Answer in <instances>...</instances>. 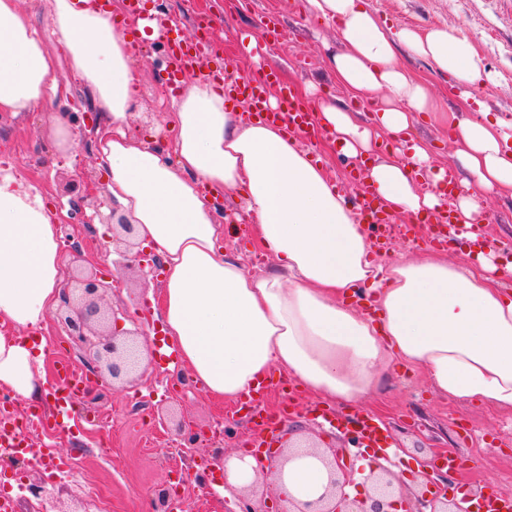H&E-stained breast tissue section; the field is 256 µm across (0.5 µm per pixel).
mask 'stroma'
<instances>
[{
    "label": "stroma",
    "mask_w": 512,
    "mask_h": 512,
    "mask_svg": "<svg viewBox=\"0 0 512 512\" xmlns=\"http://www.w3.org/2000/svg\"><path fill=\"white\" fill-rule=\"evenodd\" d=\"M391 32L409 28L426 32L436 27L455 29L460 38L484 57L489 78L475 91L477 99L492 114L512 119V0H367ZM176 22L165 29L166 38H196V20L211 16L219 23L211 38L215 49L210 62L222 65L230 75H243L262 63L276 68L292 89L314 86L319 104L341 105L360 121L371 112L361 109L358 97L337 86L330 57L345 44L338 25L314 19L305 0H153ZM273 18L282 32L279 40L266 41L260 58L245 50V36L260 37V22ZM136 65L140 74L136 116L132 122L135 141L148 142L155 125L165 123L159 101L166 92L159 80L166 46L132 33ZM398 59L410 73L426 79L442 110L457 106L453 78L426 59L398 47ZM60 92L47 111L0 116V169H9L25 184L42 194L57 216L68 225L84 263L106 278L124 277L127 287L116 288L109 303L121 313L124 329L139 327L150 349H158L163 324L154 315L149 292H161L159 275L142 280L129 274L115 247L107 243L106 227H87L81 215L72 214V195L92 189L104 197L105 186L93 147L74 145L67 155L51 146L53 117L70 112H90L87 93L72 79L66 65L57 68ZM411 137L423 140L436 166L458 168L455 146L439 112H420L412 124ZM484 224L499 244L497 262H512V198L490 207ZM226 253L239 256L245 270L259 275L275 265L272 256L252 244L247 225L224 238ZM38 333L46 340V371L61 360L78 371L88 372L83 349L60 330L56 312H49ZM284 372L268 374L269 389L263 407L283 409L279 430L286 438L308 439L351 448L354 441L326 428L314 411L322 401L305 391L287 396L281 388ZM97 395L82 399L63 418L61 428L49 430L32 422L33 412L52 415L48 401L31 405L14 395L9 411L29 418L30 443L22 454L0 460V482L10 492L15 512H159V499L170 495L182 512H239L240 491H217L224 481L225 456L249 451L257 429L249 416L235 412L230 401L210 396L189 381L184 367L169 370L151 358L135 379L95 380ZM365 406L391 428L398 455L389 463L397 485L406 497L422 492L418 469L435 462L442 451L453 449L466 461L464 471L449 474L453 490L490 487L512 494V411L473 403L455 402L439 396L421 369L396 366L386 372L380 389ZM223 430H216V421ZM68 456L74 478L52 475L46 469L48 455ZM42 487L37 496L33 487Z\"/></svg>",
    "instance_id": "1"
}]
</instances>
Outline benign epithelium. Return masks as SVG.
Instances as JSON below:
<instances>
[{
    "label": "benign epithelium",
    "instance_id": "7a95c632",
    "mask_svg": "<svg viewBox=\"0 0 512 512\" xmlns=\"http://www.w3.org/2000/svg\"><path fill=\"white\" fill-rule=\"evenodd\" d=\"M93 213L84 216V223L94 219L107 226L111 240L124 245L125 267L144 273L159 265L156 258L146 260L143 251L133 242L135 225L116 209L102 212L101 204L92 206ZM111 285L96 272L79 270L69 273L62 288L58 323L71 339L85 348L96 363V372L113 379L137 375L147 359L144 344L135 338L117 341L112 331V309L106 302ZM314 455L327 467L329 486L322 505L316 512H394L403 493L394 483L392 473L377 465L365 478V496L361 502L350 499L345 487L353 483L354 469L348 455L338 448H315ZM415 512H464L462 503L448 497L445 489L431 495L415 497Z\"/></svg>",
    "mask_w": 512,
    "mask_h": 512
}]
</instances>
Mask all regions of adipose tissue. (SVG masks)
Segmentation results:
<instances>
[{
  "label": "adipose tissue",
  "instance_id": "obj_1",
  "mask_svg": "<svg viewBox=\"0 0 512 512\" xmlns=\"http://www.w3.org/2000/svg\"><path fill=\"white\" fill-rule=\"evenodd\" d=\"M307 8L339 25L346 49L332 58L337 84L378 104L366 127L344 108L323 105L316 123L328 144L360 159L385 135L401 138L365 174L389 213L444 208L433 190L444 171L408 136L413 113L439 106L426 80L401 67L399 44L459 83L448 125L468 177L453 203L456 223H476L493 196L512 197V122L476 110L473 90L486 68L466 40L450 28L389 33L365 0H307ZM44 10L98 117L107 200L167 268L160 314L195 383L231 401L276 367L314 396L356 403L400 363L423 369L441 396L512 409V291L500 282L512 263L481 253L474 270L427 252L373 265L366 226L320 159L280 126L230 111L203 79L165 101L174 133L168 147L135 143L140 79L134 46L111 9L45 0ZM57 64L20 0H0V112L45 109L58 90ZM240 187L256 246L278 262L261 276L218 245L224 226L214 198ZM60 269L58 227L44 199L0 173V318L15 327L0 333V384L31 401L41 400L47 381L45 344L26 332L58 307ZM270 479L291 512L319 500L329 484L326 467L305 450Z\"/></svg>",
  "mask_w": 512,
  "mask_h": 512
}]
</instances>
